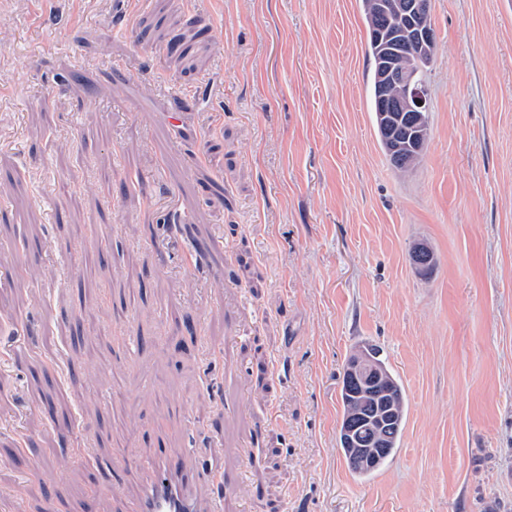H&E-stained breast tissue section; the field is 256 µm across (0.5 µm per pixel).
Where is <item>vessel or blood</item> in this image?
Here are the masks:
<instances>
[{"label": "vessel or blood", "mask_w": 512, "mask_h": 512, "mask_svg": "<svg viewBox=\"0 0 512 512\" xmlns=\"http://www.w3.org/2000/svg\"><path fill=\"white\" fill-rule=\"evenodd\" d=\"M187 454V449L174 448L145 460L140 493L116 501L115 512H221L222 495L188 466Z\"/></svg>", "instance_id": "obj_1"}]
</instances>
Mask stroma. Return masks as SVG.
<instances>
[{"label":"stroma","instance_id":"35a3bbf8","mask_svg":"<svg viewBox=\"0 0 512 512\" xmlns=\"http://www.w3.org/2000/svg\"><path fill=\"white\" fill-rule=\"evenodd\" d=\"M430 11L401 174L360 0H0V512H113L162 448L226 512H512V0ZM367 343L406 417L362 476Z\"/></svg>","mask_w":512,"mask_h":512}]
</instances>
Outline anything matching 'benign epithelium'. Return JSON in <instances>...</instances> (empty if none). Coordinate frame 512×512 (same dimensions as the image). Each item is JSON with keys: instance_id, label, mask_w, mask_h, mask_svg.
I'll return each instance as SVG.
<instances>
[{"instance_id": "benign-epithelium-1", "label": "benign epithelium", "mask_w": 512, "mask_h": 512, "mask_svg": "<svg viewBox=\"0 0 512 512\" xmlns=\"http://www.w3.org/2000/svg\"><path fill=\"white\" fill-rule=\"evenodd\" d=\"M370 7L388 23L378 42L382 139L387 157L407 168L420 158L430 134L428 87L423 77L436 54V40L429 26L430 0H370ZM400 45L413 49L411 64L399 62ZM410 259L422 271L435 263L432 250L425 244L414 246ZM347 372L357 387L356 397L365 407V412L356 413L350 420L365 438L358 447L349 449V463L356 469L375 468L385 455L381 445L396 428L400 395L385 386V366L365 351L349 363Z\"/></svg>"}]
</instances>
